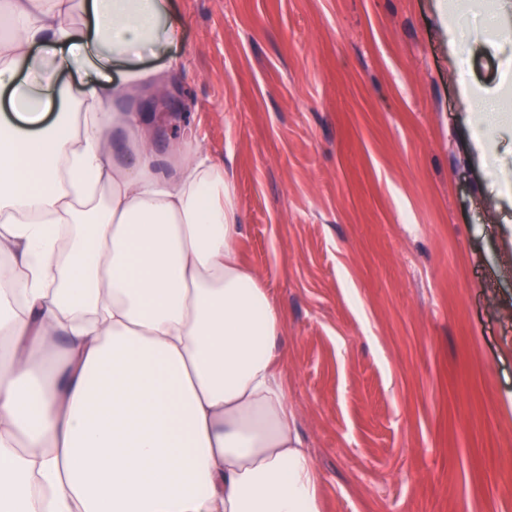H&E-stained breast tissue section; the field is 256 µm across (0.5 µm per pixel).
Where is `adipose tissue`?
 <instances>
[{
	"mask_svg": "<svg viewBox=\"0 0 512 512\" xmlns=\"http://www.w3.org/2000/svg\"><path fill=\"white\" fill-rule=\"evenodd\" d=\"M0 512H323L232 178L156 155L178 0H0ZM85 81L62 80V70Z\"/></svg>",
	"mask_w": 512,
	"mask_h": 512,
	"instance_id": "ef3b65f1",
	"label": "adipose tissue"
}]
</instances>
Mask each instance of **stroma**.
<instances>
[{
    "label": "stroma",
    "mask_w": 512,
    "mask_h": 512,
    "mask_svg": "<svg viewBox=\"0 0 512 512\" xmlns=\"http://www.w3.org/2000/svg\"><path fill=\"white\" fill-rule=\"evenodd\" d=\"M173 145L234 181L241 259L288 319L323 512H512V0H179ZM456 23L461 49L448 45ZM481 136L491 157L473 147Z\"/></svg>",
    "instance_id": "35a3bbf8"
}]
</instances>
